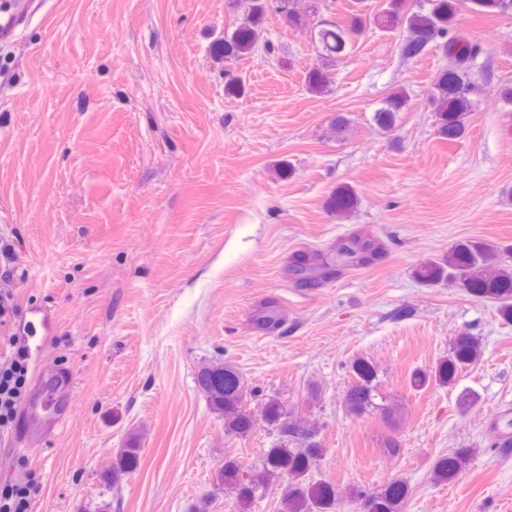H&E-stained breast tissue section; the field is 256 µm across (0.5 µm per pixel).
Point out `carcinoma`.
Returning a JSON list of instances; mask_svg holds the SVG:
<instances>
[{
	"mask_svg": "<svg viewBox=\"0 0 512 512\" xmlns=\"http://www.w3.org/2000/svg\"><path fill=\"white\" fill-rule=\"evenodd\" d=\"M244 5L246 17L234 29L224 31V41L217 46V55L224 60L239 61L257 52L264 40L265 24L274 15L288 27H299L310 19L329 10L325 0H311L310 15L302 14L296 7L298 0H231ZM485 16L512 12V0H427L428 8L408 12L403 0H389L388 7L373 14L372 21L386 31L402 28L406 31L400 50L406 58H416L430 48H435L444 59L429 93L433 112L438 120L439 138L454 141L465 130V115L474 111L473 95L476 90L474 68L483 43L475 38L453 33L460 4ZM364 0H353L347 19L342 22L325 20L315 22L314 44L317 64L306 75L310 92L324 91L330 80V71L336 62L349 54L353 42L366 25ZM407 92H395L385 106L374 113L375 124L383 129L392 128L398 113L406 108ZM354 203L348 189L336 191L328 201L331 210L338 214L347 212ZM512 255V244L466 240L452 247L438 261L420 263L414 269V278L423 286L441 283L457 284L469 293L498 303L499 313L512 322V265H496L502 255ZM347 255L336 241L323 251H313L296 257L292 272H303L316 284L325 282L327 274L336 266L348 265ZM253 324L264 330H275L285 322L281 310L265 306L252 316ZM480 356L477 339L467 333L457 336L448 358L430 371H416L411 376V387L424 390L431 385L450 383L459 370L475 362ZM355 381L345 394V406L354 416L377 409L388 415L392 410L375 403L377 371L364 359L353 364ZM201 387L207 394L211 408L224 416V430L244 437L261 420L278 431L281 438L294 447L272 448L250 466L235 460L224 461L218 474L220 485L237 491L240 512H250L256 499L271 490L280 491L282 512H336L341 494L336 486L323 478H313V469L321 460L324 449L314 441L316 430L301 428L288 421V408L277 397L265 401L258 414L246 408L247 388L239 372L231 366L206 370L201 375ZM140 451L136 441L123 449L119 462L112 472L116 481L125 473L137 469ZM473 449L458 448L439 458L432 469L437 483L454 480L471 462ZM349 497L363 504L361 512H402L409 488L401 480L389 482L369 492L360 487L348 489Z\"/></svg>",
	"mask_w": 512,
	"mask_h": 512,
	"instance_id": "carcinoma-1",
	"label": "carcinoma"
}]
</instances>
